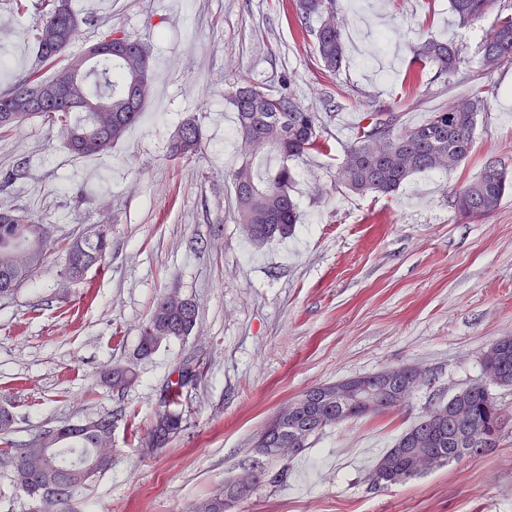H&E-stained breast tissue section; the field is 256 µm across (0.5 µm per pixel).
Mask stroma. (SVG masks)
<instances>
[{
  "instance_id": "35a3bbf8",
  "label": "stroma",
  "mask_w": 512,
  "mask_h": 512,
  "mask_svg": "<svg viewBox=\"0 0 512 512\" xmlns=\"http://www.w3.org/2000/svg\"><path fill=\"white\" fill-rule=\"evenodd\" d=\"M20 12L0 0V93L35 59L38 0ZM348 61L321 70L294 0H112L80 27L55 69L99 32L118 28L147 44L167 76L162 101L112 148L108 165L69 152L41 119L0 135V170L23 164L15 202L65 239L105 224L111 252L85 281L66 282L64 256H49L33 282L0 300V408L19 446L62 423L108 412L111 470L76 489L66 512H190L224 483L259 465L287 470L261 482L227 512H512V389L494 448L404 484L374 486L369 471L423 409L482 381V355L512 336V192L487 218L466 222L452 205L462 182L494 162L512 177V64L486 76L490 109L479 115L468 159L456 170L420 173L389 196L350 195L336 176L362 118L400 103L414 125L471 92L479 45L493 16L462 27L449 0H336ZM434 37L469 61L448 80L427 73L411 88L410 48ZM288 76L298 102L316 112L330 150L296 163L299 223L292 237L257 246L236 215L224 175L240 159L228 100L244 80L275 89ZM194 120L196 155L172 160L167 146ZM198 310L190 336L137 355L142 326L169 292ZM198 379L175 405L184 429L164 447L149 442L175 367ZM434 375L409 406L352 419L312 438L290 459L256 454V434L306 390L389 367ZM106 366L136 381L114 391Z\"/></svg>"
}]
</instances>
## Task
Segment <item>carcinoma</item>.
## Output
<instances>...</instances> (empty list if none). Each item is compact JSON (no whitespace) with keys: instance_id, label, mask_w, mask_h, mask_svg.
<instances>
[{"instance_id":"cac0c4a2","label":"carcinoma","mask_w":512,"mask_h":512,"mask_svg":"<svg viewBox=\"0 0 512 512\" xmlns=\"http://www.w3.org/2000/svg\"><path fill=\"white\" fill-rule=\"evenodd\" d=\"M499 0H450L453 14L459 24L467 25L497 10L495 22L485 30L480 44L479 69L489 74L501 66L512 64V11L508 6L497 7ZM334 0H296V14L300 23L306 25L314 18L329 16L333 12ZM73 11L69 0H53L52 7L41 17L38 35L36 64L26 78L43 80V68L51 65L65 53L74 36H69L57 48H52L45 39L53 28L63 24ZM315 37V53L324 70L339 71L346 63V43L339 25L309 29ZM465 63L458 46L451 42L425 39L412 47V58L406 73V81L417 86L422 81L426 68L433 65L437 74L452 77ZM131 65L125 58L102 57L94 65L79 95L92 98L112 99V112H82L76 107L52 100L31 112L21 113L15 120L5 119L0 112V131L9 132L27 119L39 117L51 126L60 125L68 149L75 156L104 155L112 150L126 131L140 117L145 100L133 94L128 81ZM230 101L237 116V137L240 141V162L229 171L228 179L233 188L238 222L243 224L245 234L256 244L262 245L276 237L285 238L298 224V207L293 195L294 167L292 162L303 159L311 152L327 149L321 135L319 119L314 112L305 109L294 97L292 87L284 86L276 92L264 85L244 82L230 93ZM487 99L482 88L475 87L468 96L458 97L448 106H442L427 114L417 125L401 123L394 109L386 112L395 120V129L382 144L383 156L367 154L366 143L370 131L383 111L370 112L363 118L364 124L357 128L355 140L349 145L347 154L352 161L343 163L336 179L346 191L357 195H390L414 174L443 172L459 167L469 157L473 143V131L479 113L486 110ZM186 135L172 139L168 146V157L175 160L187 158L201 149L202 137L197 124L184 123ZM24 176L19 168L0 173V292H16L25 282L34 277L48 259L47 242L38 240L26 248L28 240L39 235L41 222L18 207L7 192L13 182ZM512 190V179L495 163L485 165L480 175L454 191V207L459 216L467 221L471 217L485 218L499 206L502 198ZM21 214L22 223L5 221L9 214ZM110 239L96 233L79 234L65 246V253L76 251L84 259L83 266L101 269L105 266ZM197 319L196 307L181 309L174 296H161L139 337L138 355L148 357L160 346L153 339L160 324L171 329L173 339L191 333ZM496 364L499 368L497 387L512 389V338L502 342L493 351H485L482 364ZM191 363L179 365L174 373L177 378L170 381L163 396L164 410L156 415L160 423L152 428L151 436L156 447L167 443L182 431L183 418L173 411L171 405L182 395L183 389L192 381ZM114 368L102 370L101 376L109 386H127L135 379L130 368L112 376ZM497 399L482 383L467 388L457 406L471 414L469 431L458 427L446 418L437 424L421 419L402 432L378 462L382 463L385 480L396 479L405 483L424 475L420 470V456L424 453L437 460L435 468L460 460L463 455L457 448L460 436L478 433L484 427L496 406ZM372 411L357 400L348 403L329 402L320 407L300 411L298 426L288 437L303 436L299 448L310 445V439L326 429ZM111 413L100 415L87 423L59 426L32 438L21 448L0 449V465L12 469L14 481L29 477L33 490L30 498L44 504V512L70 498V490L62 498L52 502L41 500L42 492L59 483H68L66 468L71 464L70 456H78L90 448H103L112 443V435L105 421ZM57 449L53 460L45 458L42 448ZM263 472H256L250 484L226 483L210 499L196 505L195 512H224L229 503L247 498L259 485Z\"/></svg>"}]
</instances>
